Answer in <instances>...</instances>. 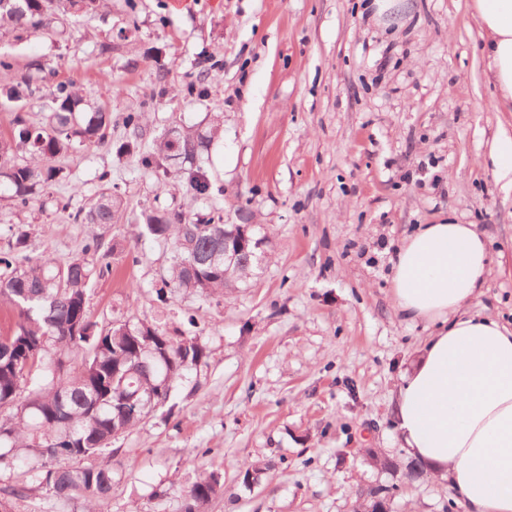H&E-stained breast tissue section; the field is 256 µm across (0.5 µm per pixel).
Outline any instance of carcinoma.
<instances>
[{"instance_id":"obj_1","label":"carcinoma","mask_w":512,"mask_h":512,"mask_svg":"<svg viewBox=\"0 0 512 512\" xmlns=\"http://www.w3.org/2000/svg\"><path fill=\"white\" fill-rule=\"evenodd\" d=\"M100 0H0V21L36 34L53 28L56 16L93 13ZM22 73L0 86V108H22L44 88L43 122L36 126L18 113L11 136L0 138V179L10 185L19 207L32 202L36 186L55 182V160L82 143H100L112 126V113L86 112L72 84L53 71ZM206 140L190 128H174L159 142L158 152L171 158H192L204 151ZM123 206L110 191L101 193L74 220L110 224ZM148 233L169 246L171 264L163 289L182 288L207 295L237 287L258 266L263 239H253V252L233 262L204 258L224 250V236L233 224L188 222L178 214L145 217ZM0 252V305L16 313L13 325L0 335V471H11L22 459L47 494L83 500L84 512H103L112 495V463L103 449L142 419L128 410L131 399H153L164 405L173 384L208 357L205 346L191 336H172L147 320L117 322L100 328L87 307L89 287L104 273L100 259L109 255L104 239L95 237L81 254L66 261L32 262L25 253L27 236L14 234ZM57 353L46 358L49 348ZM82 353L78 362L73 351ZM222 491L220 477H200L185 493L184 512H208Z\"/></svg>"}]
</instances>
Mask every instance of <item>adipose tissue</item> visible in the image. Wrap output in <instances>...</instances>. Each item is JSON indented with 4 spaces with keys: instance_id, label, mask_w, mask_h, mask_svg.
<instances>
[{
    "instance_id": "ef3b65f1",
    "label": "adipose tissue",
    "mask_w": 512,
    "mask_h": 512,
    "mask_svg": "<svg viewBox=\"0 0 512 512\" xmlns=\"http://www.w3.org/2000/svg\"><path fill=\"white\" fill-rule=\"evenodd\" d=\"M488 80L512 104V0H473ZM489 273L472 224H426L393 260L400 311L438 324L401 376L396 417L410 457L446 479L464 512H512V330L468 314Z\"/></svg>"
}]
</instances>
